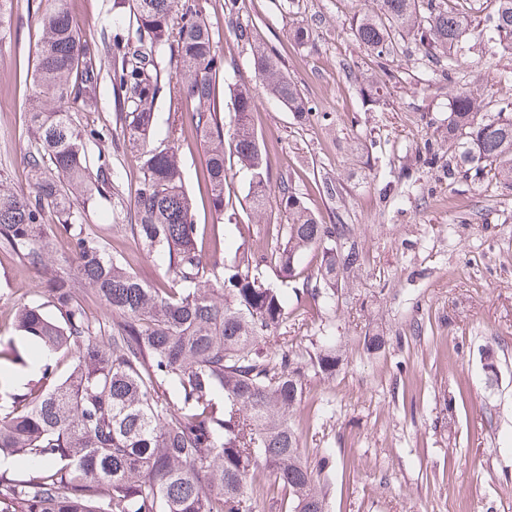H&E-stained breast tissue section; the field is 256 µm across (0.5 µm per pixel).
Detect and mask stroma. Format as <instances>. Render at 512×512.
Instances as JSON below:
<instances>
[{
	"instance_id": "obj_1",
	"label": "stroma",
	"mask_w": 512,
	"mask_h": 512,
	"mask_svg": "<svg viewBox=\"0 0 512 512\" xmlns=\"http://www.w3.org/2000/svg\"><path fill=\"white\" fill-rule=\"evenodd\" d=\"M219 38L224 77L216 102L231 111L233 84L255 94L254 130L273 181L291 180L325 224H346L362 260L327 315L309 311L294 346L313 350L332 336L342 354L335 375L308 377L292 423L310 465L330 457V512H512V189L494 178L449 182L439 166L419 162L425 144L448 153V100L454 89L422 67L413 43L384 63L353 39L354 17L375 0H235L237 16L255 20L314 110L297 120L272 99L227 24L225 0H202ZM39 0H9L0 19V188L29 197L24 155L33 137V90L26 71L42 34ZM112 0H68L83 34L113 37ZM313 25L308 42L289 37ZM512 50L483 41L464 49L461 83L499 97ZM104 137L109 185L85 203V221L108 252L127 259L144 280L163 277L159 257H145L126 225L135 165L123 148L110 79L89 113ZM155 134L180 142L187 193L204 253L221 246L263 254L286 224L282 213L253 214L248 179L231 167L226 190L235 217L220 221L204 191L206 151L191 130L157 106ZM338 188L327 196V185ZM39 269L0 252V371L8 390L37 371L38 349L15 331L20 301H47ZM380 348L366 345L369 336ZM494 357L496 379L485 363Z\"/></svg>"
}]
</instances>
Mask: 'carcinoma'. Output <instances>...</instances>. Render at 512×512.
<instances>
[{
  "mask_svg": "<svg viewBox=\"0 0 512 512\" xmlns=\"http://www.w3.org/2000/svg\"><path fill=\"white\" fill-rule=\"evenodd\" d=\"M66 2L39 3L43 35L30 81L40 106L30 116L35 149L25 154L34 196L0 190V249L45 271L59 313L41 304L14 308V322L44 359L23 391L0 395V459L23 463L0 474V512H255L257 488L266 486L281 489L278 512H329L323 467L308 464L290 419L306 377L333 376L339 356L329 336L302 353L286 334L288 322H302L301 301L329 311L344 286L340 273L360 265L354 247L338 246L350 228L321 223L282 181L287 224L269 253L205 257L179 145L154 138L153 126L161 99L188 120L208 153L204 181L214 212L232 219L215 102L224 57L200 0H112V12L130 23L112 40L114 102L137 171L128 228L146 255L164 256L165 277L150 284L111 256L73 203L101 191L108 160L82 116L98 105L102 48L79 31ZM491 3L479 29L468 0H377L352 34L377 59L411 38L432 73L454 85L457 49L470 36L512 48V0ZM229 26L250 47L267 93L299 119L311 113L254 22L231 18ZM166 56L179 76L167 72ZM231 97V153L249 175V206L260 213L271 181L250 122L254 95L239 83ZM450 106L448 178L479 180L492 171L512 187V96L492 100L465 88ZM60 231L73 256L58 263ZM307 253L319 256L310 273L298 269ZM268 268L293 279L294 309L268 282ZM76 281L112 319L80 297ZM271 337L283 345L269 347Z\"/></svg>",
  "mask_w": 512,
  "mask_h": 512,
  "instance_id": "carcinoma-1",
  "label": "carcinoma"
}]
</instances>
